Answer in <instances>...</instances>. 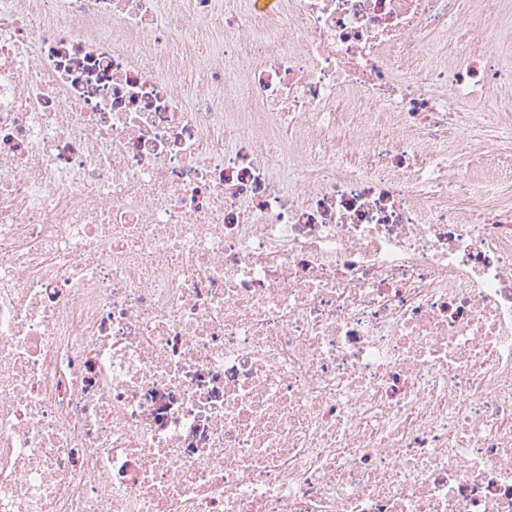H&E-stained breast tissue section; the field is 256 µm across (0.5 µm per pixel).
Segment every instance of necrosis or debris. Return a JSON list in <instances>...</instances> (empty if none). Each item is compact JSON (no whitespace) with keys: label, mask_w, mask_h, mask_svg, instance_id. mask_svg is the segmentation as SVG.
Masks as SVG:
<instances>
[{"label":"necrosis or debris","mask_w":512,"mask_h":512,"mask_svg":"<svg viewBox=\"0 0 512 512\" xmlns=\"http://www.w3.org/2000/svg\"><path fill=\"white\" fill-rule=\"evenodd\" d=\"M486 154L512 0H0V512H512Z\"/></svg>","instance_id":"obj_1"}]
</instances>
